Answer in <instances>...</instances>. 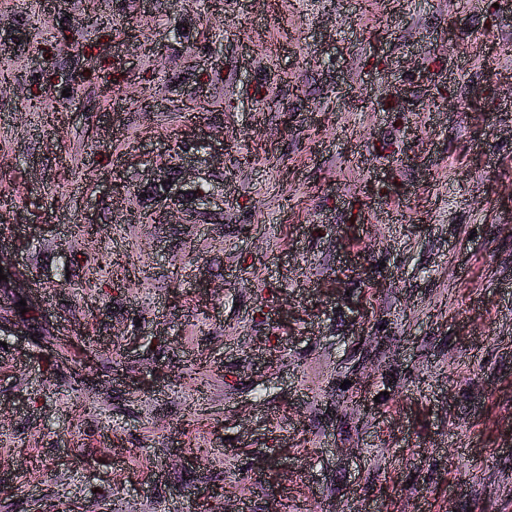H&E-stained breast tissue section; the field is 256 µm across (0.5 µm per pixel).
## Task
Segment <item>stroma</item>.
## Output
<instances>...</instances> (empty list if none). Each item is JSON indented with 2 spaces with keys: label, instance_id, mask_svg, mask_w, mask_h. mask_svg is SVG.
Masks as SVG:
<instances>
[{
  "label": "stroma",
  "instance_id": "1",
  "mask_svg": "<svg viewBox=\"0 0 512 512\" xmlns=\"http://www.w3.org/2000/svg\"><path fill=\"white\" fill-rule=\"evenodd\" d=\"M98 14L0 0V512H512V0ZM150 184L157 185L163 187L162 196L158 198L159 205L158 211L163 214V223H166L169 217V214H173L170 210H173V207L176 208V213L180 212H196L198 209V205H201L204 201H207L210 198V194L206 197H202L200 194L193 192L188 189L182 188V185L177 186V184L170 178L168 170H158L150 179ZM162 181H165V184H162ZM168 181H171V184H168ZM174 202V203H173Z\"/></svg>",
  "mask_w": 512,
  "mask_h": 512
}]
</instances>
